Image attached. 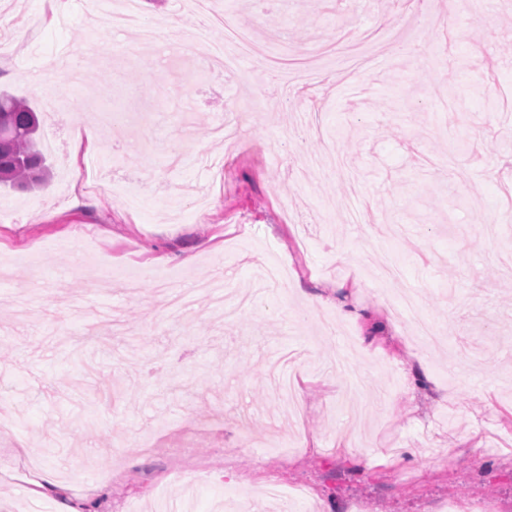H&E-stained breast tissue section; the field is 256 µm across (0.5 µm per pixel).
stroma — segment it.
I'll list each match as a JSON object with an SVG mask.
<instances>
[{
  "label": "stroma",
  "mask_w": 512,
  "mask_h": 512,
  "mask_svg": "<svg viewBox=\"0 0 512 512\" xmlns=\"http://www.w3.org/2000/svg\"><path fill=\"white\" fill-rule=\"evenodd\" d=\"M138 7L185 35L200 20L181 0ZM95 12L0 0V88L54 145L46 186L0 184V409L16 417L0 512H512V0H213L212 43L253 12L256 42L294 48L281 66L327 53L326 82L248 111L257 59L229 74L189 57L203 77L187 83L180 53ZM362 31L370 63L341 72L333 51ZM62 53L74 67L44 73ZM53 104L85 112L95 149ZM304 113L303 140H283ZM310 294L328 305L307 312Z\"/></svg>",
  "instance_id": "1"
}]
</instances>
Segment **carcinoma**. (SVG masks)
Instances as JSON below:
<instances>
[{"label": "carcinoma", "instance_id": "carcinoma-1", "mask_svg": "<svg viewBox=\"0 0 512 512\" xmlns=\"http://www.w3.org/2000/svg\"><path fill=\"white\" fill-rule=\"evenodd\" d=\"M36 116L26 102L0 92V183L27 188L41 182L44 164L35 148Z\"/></svg>", "mask_w": 512, "mask_h": 512}]
</instances>
